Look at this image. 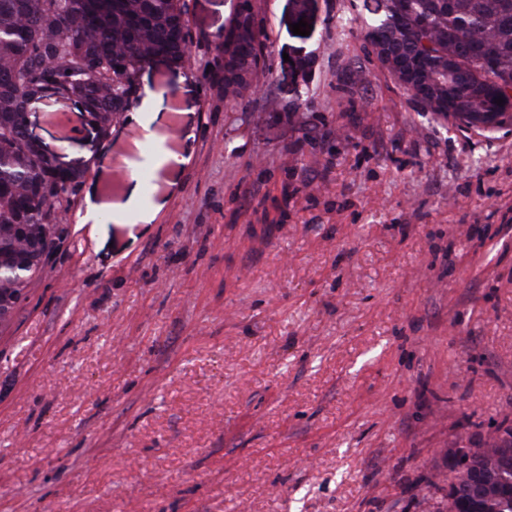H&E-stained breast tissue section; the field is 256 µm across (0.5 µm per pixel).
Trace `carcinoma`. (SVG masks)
Listing matches in <instances>:
<instances>
[{"label": "carcinoma", "mask_w": 512, "mask_h": 512, "mask_svg": "<svg viewBox=\"0 0 512 512\" xmlns=\"http://www.w3.org/2000/svg\"><path fill=\"white\" fill-rule=\"evenodd\" d=\"M360 25L371 48L417 61L423 111L468 130L512 125V113L495 103L512 90V0H372ZM260 34L252 13L248 34L225 44L227 97L257 85ZM188 40L187 0H0V291L15 294L16 304L41 267L25 264L14 225L37 226L50 256L68 238L61 212L85 175L24 149L27 105L46 92L75 96L107 137L113 116L138 97L143 64L152 56L182 59ZM489 460L506 476L493 502L451 493L467 484V472L450 469V493L437 512H512V425L477 448L474 463Z\"/></svg>", "instance_id": "carcinoma-1"}]
</instances>
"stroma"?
I'll return each instance as SVG.
<instances>
[{
  "mask_svg": "<svg viewBox=\"0 0 512 512\" xmlns=\"http://www.w3.org/2000/svg\"><path fill=\"white\" fill-rule=\"evenodd\" d=\"M253 3L266 66L232 100L238 0H188L190 63L139 76L175 93L152 145L34 106L88 172L0 329V512H434L449 449L512 421V126L422 111L337 27L363 0ZM146 152L132 215L84 223Z\"/></svg>",
  "mask_w": 512,
  "mask_h": 512,
  "instance_id": "stroma-1",
  "label": "stroma"
}]
</instances>
